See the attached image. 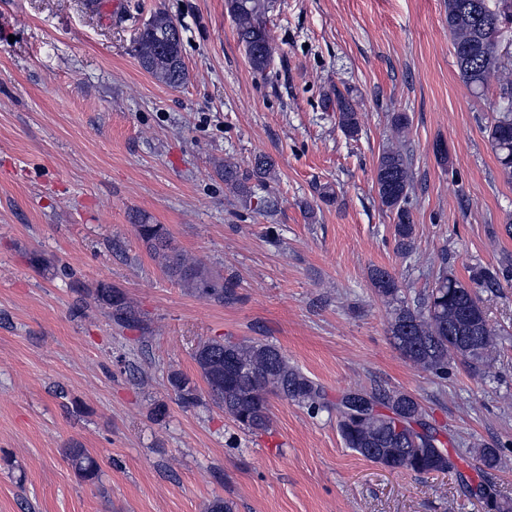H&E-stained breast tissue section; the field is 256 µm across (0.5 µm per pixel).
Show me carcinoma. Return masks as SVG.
<instances>
[{
  "label": "carcinoma",
  "instance_id": "1",
  "mask_svg": "<svg viewBox=\"0 0 512 512\" xmlns=\"http://www.w3.org/2000/svg\"><path fill=\"white\" fill-rule=\"evenodd\" d=\"M501 9L492 11L487 0H448V31L453 55L462 82L475 94L497 81V117L488 129V139L495 151L501 172L512 182V53L502 47V38L485 40L483 25L507 20L512 23V0H500ZM227 12L236 24L238 42L243 46L250 66L262 73L273 57L272 38L263 18L273 10V0H225ZM140 65L158 82L172 88L181 86L187 70L181 56L177 25L165 13L158 12L143 31L135 46ZM339 123L343 132L358 135L360 123L352 97L336 93ZM266 157L257 160L252 175L232 163L224 164V185L246 196L247 181L256 177L263 182L273 171ZM375 184L381 205L395 215L397 249L407 253L414 244V224L410 210L412 175L406 156L398 149L384 151L378 158ZM136 231L146 249L164 261L168 273L195 288L201 295L222 303L232 296L233 284L208 276L174 253L166 229L160 224L140 221ZM376 293L395 298L400 288L386 269L375 268L370 274ZM498 273L482 267L471 268L470 283L460 281L448 268L436 276L431 291L411 306L405 302L394 309L389 332L394 346L413 364L438 377L448 375V365L459 361L480 374L497 351L500 329L490 323L482 300L470 284L497 285ZM94 300L108 310L113 324L128 327L142 324L137 310L124 294L101 283L94 289ZM200 374L213 401L240 428L252 433L271 427L269 397L296 403L310 413L336 414L339 433L346 445L363 458L391 470L416 473H453L463 483L466 476L458 467H448V459L429 449L430 441L403 423L424 419L422 404L413 395L400 390L353 392L369 399L378 409L376 416H362L344 399L329 400L321 385L291 365L280 350L270 344L210 339L194 352ZM168 382L183 404L198 400L197 385L174 371ZM65 457L76 475L85 482L99 478L100 467L87 449L74 445L65 449ZM479 467L493 469L500 463L499 449H475ZM475 495L492 512H512V499L503 497L491 484L475 487Z\"/></svg>",
  "mask_w": 512,
  "mask_h": 512
}]
</instances>
